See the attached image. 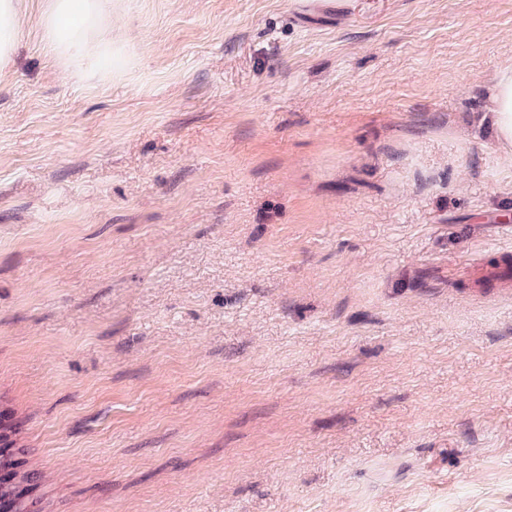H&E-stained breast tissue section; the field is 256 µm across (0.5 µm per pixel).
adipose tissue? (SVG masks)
Returning a JSON list of instances; mask_svg holds the SVG:
<instances>
[{"label": "adipose tissue", "mask_w": 512, "mask_h": 512, "mask_svg": "<svg viewBox=\"0 0 512 512\" xmlns=\"http://www.w3.org/2000/svg\"><path fill=\"white\" fill-rule=\"evenodd\" d=\"M25 0H0V74L14 63L22 33ZM112 16V0H45L41 39L50 56L75 80L112 73L111 38L102 30ZM487 109L501 147L512 151V59L499 65L487 82Z\"/></svg>", "instance_id": "ef3b65f1"}]
</instances>
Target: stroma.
<instances>
[{
  "label": "stroma",
  "mask_w": 512,
  "mask_h": 512,
  "mask_svg": "<svg viewBox=\"0 0 512 512\" xmlns=\"http://www.w3.org/2000/svg\"><path fill=\"white\" fill-rule=\"evenodd\" d=\"M0 76V413L35 512H512V0H113ZM112 0H45L41 39L50 56L76 81L112 74V38L102 30ZM487 109L492 114L501 147L512 151V59L499 65L487 82Z\"/></svg>",
  "instance_id": "obj_1"
}]
</instances>
